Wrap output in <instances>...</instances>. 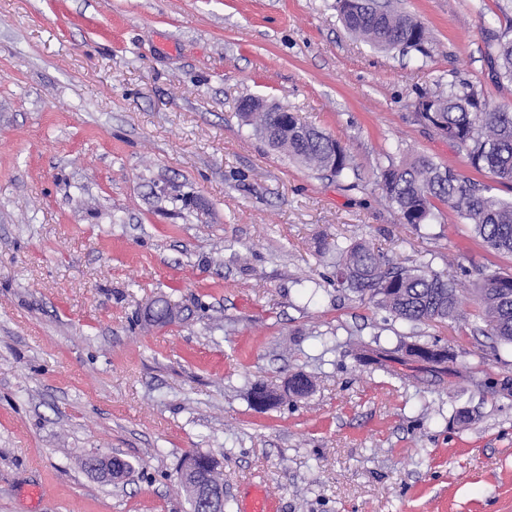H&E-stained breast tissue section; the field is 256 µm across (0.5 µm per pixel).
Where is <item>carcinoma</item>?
I'll return each instance as SVG.
<instances>
[{"label": "carcinoma", "mask_w": 512, "mask_h": 512, "mask_svg": "<svg viewBox=\"0 0 512 512\" xmlns=\"http://www.w3.org/2000/svg\"><path fill=\"white\" fill-rule=\"evenodd\" d=\"M346 29L384 49L425 52L427 29L416 17L395 10L391 3L339 0ZM490 60L495 77L512 80V37L501 34L491 44ZM420 117L448 136L465 153L471 166L500 184L512 185V110L482 104L469 85L451 84L448 93L419 99ZM246 125L258 135L266 130L267 144L318 172L342 177L354 169L351 159L333 137L310 127L301 135L285 134L294 124L293 113H241ZM378 187L406 224H427L434 201L456 211L473 225L475 233L497 253L512 254V200L488 194V188L461 177L451 166L426 156L380 167ZM340 259L336 279L361 300H369L394 318L410 323L462 319V299L457 289L426 266L405 267L358 242L336 246ZM474 303L490 334L512 344V276L499 273L482 277ZM253 405L267 409L277 405L278 394L262 384L252 388ZM184 474L215 486L222 484L221 464L209 453L187 456Z\"/></svg>", "instance_id": "obj_1"}]
</instances>
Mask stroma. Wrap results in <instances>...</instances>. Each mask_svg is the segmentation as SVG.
<instances>
[{
    "instance_id": "stroma-1",
    "label": "stroma",
    "mask_w": 512,
    "mask_h": 512,
    "mask_svg": "<svg viewBox=\"0 0 512 512\" xmlns=\"http://www.w3.org/2000/svg\"><path fill=\"white\" fill-rule=\"evenodd\" d=\"M394 4L425 53L352 36L337 0H0V512H189L195 451L221 462L225 512L254 484L271 512H512V344L469 302L411 324L336 286L354 241L468 298L512 274L448 206L405 224L377 186L422 154L512 198L415 108L452 82L512 108L488 63L512 0ZM253 97L356 174L273 150L239 116ZM159 298L174 317L146 326ZM92 454L132 469L102 482Z\"/></svg>"
}]
</instances>
